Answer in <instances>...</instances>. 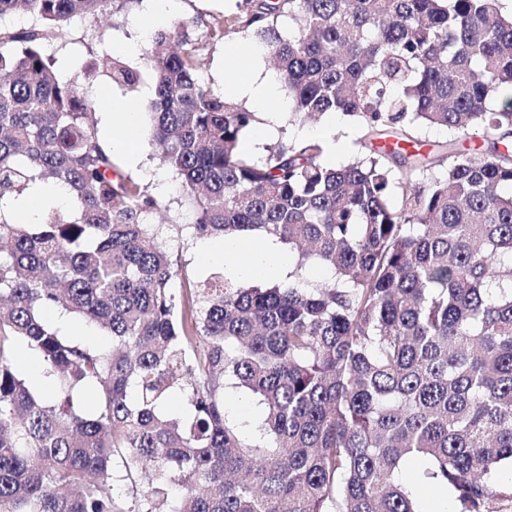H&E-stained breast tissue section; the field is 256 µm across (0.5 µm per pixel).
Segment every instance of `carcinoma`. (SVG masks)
Masks as SVG:
<instances>
[{
  "label": "carcinoma",
  "mask_w": 512,
  "mask_h": 512,
  "mask_svg": "<svg viewBox=\"0 0 512 512\" xmlns=\"http://www.w3.org/2000/svg\"><path fill=\"white\" fill-rule=\"evenodd\" d=\"M114 0H0V512H421L402 464L451 512L512 499V10L502 0H243L193 38L154 29L150 132L192 224L114 162L97 101L48 53ZM30 18L15 30L1 21ZM244 33L288 92L289 123L340 113L369 150L339 166L318 140L240 149L259 113L201 79L200 42ZM426 127L452 134L427 145ZM480 136L487 152L458 139ZM38 184L22 223L11 203ZM288 246V282L221 272L173 283L171 232ZM330 272L305 283L306 267ZM96 327L83 344L44 318ZM55 376L16 371L17 345ZM254 394L263 439L225 418L224 382ZM96 393L89 409L78 402ZM135 389L136 397H129ZM186 407L166 412L174 396Z\"/></svg>",
  "instance_id": "carcinoma-1"
}]
</instances>
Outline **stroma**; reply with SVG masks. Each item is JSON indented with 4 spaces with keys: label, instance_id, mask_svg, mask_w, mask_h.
<instances>
[{
    "label": "stroma",
    "instance_id": "stroma-1",
    "mask_svg": "<svg viewBox=\"0 0 512 512\" xmlns=\"http://www.w3.org/2000/svg\"><path fill=\"white\" fill-rule=\"evenodd\" d=\"M239 0H175V9L170 15L157 18L150 10L152 0H115L111 15L99 19L75 20L66 28L63 41L68 56L77 58L80 65L90 64L95 54L85 36L94 30L97 39L108 49L124 45L126 56L139 62L146 45L145 36L151 29L168 25L171 21L186 22L190 36H198L199 23L211 22L223 15L235 12ZM256 66L269 71L265 54L258 50L249 37L236 34L224 40L205 44L202 52V79L218 91H229L233 65ZM332 132L336 148L327 157L332 165H340L351 159L358 151L359 133L355 122L339 113H330L316 122L288 124L281 122L276 136L280 139H320L324 132ZM118 166L141 183L147 184L150 192L162 203L161 215L177 224H190L194 212L185 201L181 181L163 168L149 132H142L135 156L118 152L114 155ZM226 417L248 441L261 437L260 409L255 398L245 389L227 384L224 391Z\"/></svg>",
    "mask_w": 512,
    "mask_h": 512
}]
</instances>
